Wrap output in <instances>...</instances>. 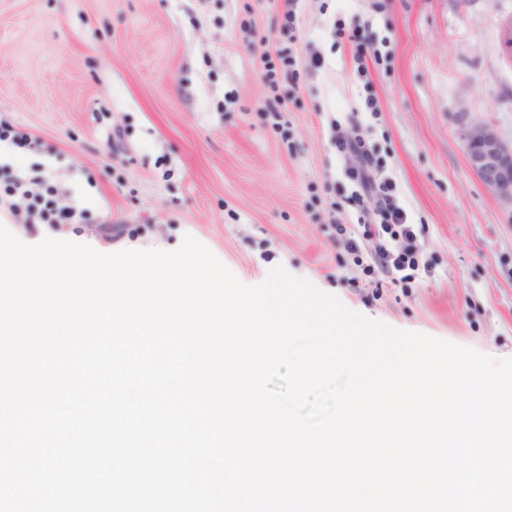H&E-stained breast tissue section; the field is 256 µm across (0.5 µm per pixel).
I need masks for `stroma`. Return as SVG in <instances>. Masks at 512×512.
Segmentation results:
<instances>
[{
  "label": "stroma",
  "instance_id": "1",
  "mask_svg": "<svg viewBox=\"0 0 512 512\" xmlns=\"http://www.w3.org/2000/svg\"><path fill=\"white\" fill-rule=\"evenodd\" d=\"M511 26L512 0H299L290 32L282 0H0V117L40 141L16 166L46 163L91 210L62 239L190 235L246 285L280 265L368 318L512 358V208L469 169L458 121L512 142ZM287 41L300 79L270 84L260 59ZM337 134L392 182L412 280L372 274Z\"/></svg>",
  "mask_w": 512,
  "mask_h": 512
}]
</instances>
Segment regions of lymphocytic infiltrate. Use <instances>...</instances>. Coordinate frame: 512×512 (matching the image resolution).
<instances>
[{"label": "lymphocytic infiltrate", "instance_id": "f902f5d3", "mask_svg": "<svg viewBox=\"0 0 512 512\" xmlns=\"http://www.w3.org/2000/svg\"><path fill=\"white\" fill-rule=\"evenodd\" d=\"M51 178L46 164H32L23 173L12 162L0 160V219L24 225L32 233L43 226L60 232L70 224L90 223L89 209L78 203L73 192L57 200ZM392 190V183L385 181L375 188L376 202L363 195L355 199L362 214V235L374 242L377 268L384 276L413 271L419 265L414 229L406 211L392 203Z\"/></svg>", "mask_w": 512, "mask_h": 512}]
</instances>
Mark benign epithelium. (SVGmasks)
Wrapping results in <instances>:
<instances>
[{"label":"benign epithelium","mask_w":512,"mask_h":512,"mask_svg":"<svg viewBox=\"0 0 512 512\" xmlns=\"http://www.w3.org/2000/svg\"><path fill=\"white\" fill-rule=\"evenodd\" d=\"M461 138L468 165L486 190L512 205V144L482 123L463 124Z\"/></svg>","instance_id":"1"}]
</instances>
